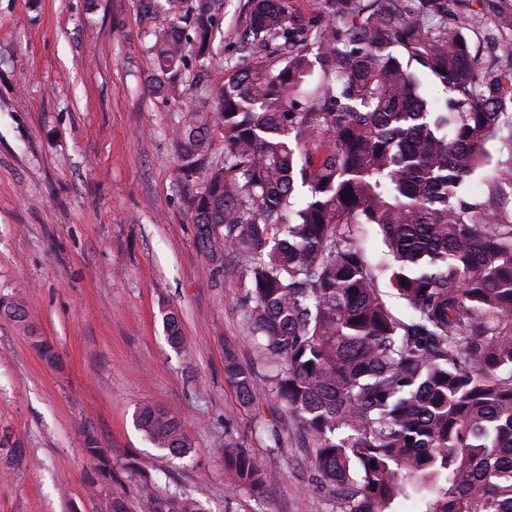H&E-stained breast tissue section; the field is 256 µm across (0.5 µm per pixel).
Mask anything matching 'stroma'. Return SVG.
I'll list each match as a JSON object with an SVG mask.
<instances>
[{"label": "stroma", "mask_w": 512, "mask_h": 512, "mask_svg": "<svg viewBox=\"0 0 512 512\" xmlns=\"http://www.w3.org/2000/svg\"><path fill=\"white\" fill-rule=\"evenodd\" d=\"M247 5L224 0L214 63L204 81L185 77L178 101L148 87L142 36L164 19L143 20L135 0H0V294L28 314L0 318V431L26 450L18 464L0 451V512H104L110 495L128 512H177L172 491L206 512H333L267 395L245 267L209 260L177 177L185 104L249 62ZM230 355L254 370L251 403L225 378ZM146 403L186 420L189 456L143 438L133 414ZM89 434L114 464L111 492L89 487ZM228 437L275 472L262 495L235 488Z\"/></svg>", "instance_id": "obj_1"}]
</instances>
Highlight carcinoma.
<instances>
[{
	"instance_id": "carcinoma-1",
	"label": "carcinoma",
	"mask_w": 512,
	"mask_h": 512,
	"mask_svg": "<svg viewBox=\"0 0 512 512\" xmlns=\"http://www.w3.org/2000/svg\"><path fill=\"white\" fill-rule=\"evenodd\" d=\"M324 24L299 27L289 0H249L252 64L190 109L178 133L179 178L196 188L190 218L205 253L248 263L251 338L271 369L268 396L295 426L339 512H512V181L485 176L500 141L512 162V62L471 51L474 18L457 0H322ZM147 20L152 92L177 100L189 64L212 63L224 0H137ZM512 36L497 5L484 40ZM450 96L432 102L421 80ZM219 133L224 153L213 152ZM329 149L319 153L324 142ZM391 260L372 261L363 227ZM407 305L388 309L380 281ZM0 316L26 322L0 295ZM183 345L178 315L163 319ZM226 379L253 400V371L231 356ZM135 423L174 458L192 451L184 420L144 405ZM0 447L16 459L10 435ZM95 489L112 460L88 435ZM237 487L272 480L262 460L224 438ZM376 466H371V463Z\"/></svg>"
}]
</instances>
